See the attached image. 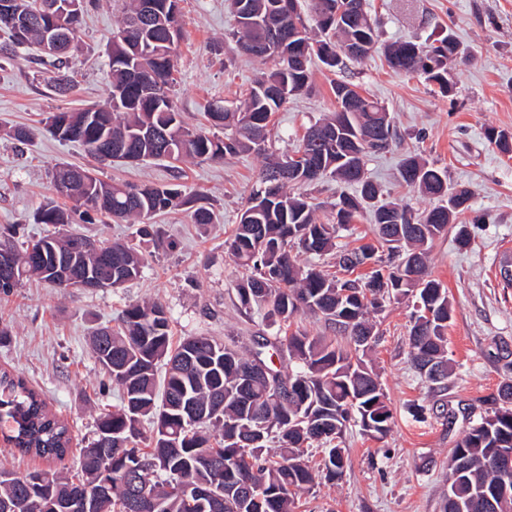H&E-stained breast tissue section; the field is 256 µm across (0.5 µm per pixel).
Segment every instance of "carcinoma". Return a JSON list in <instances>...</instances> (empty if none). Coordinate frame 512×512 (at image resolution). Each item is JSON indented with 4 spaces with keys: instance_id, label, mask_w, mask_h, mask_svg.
<instances>
[{
    "instance_id": "obj_1",
    "label": "carcinoma",
    "mask_w": 512,
    "mask_h": 512,
    "mask_svg": "<svg viewBox=\"0 0 512 512\" xmlns=\"http://www.w3.org/2000/svg\"><path fill=\"white\" fill-rule=\"evenodd\" d=\"M150 17L142 15L141 0H129L108 48L109 92L101 104L80 111L57 112L53 127L68 120L63 141L78 142L96 159V145L112 136V152H123L129 163L164 160L170 180L164 184L133 185L81 179L84 168L60 165L54 187L69 183L72 207L51 200L34 214L37 224L63 228L54 237L26 239L14 248V265L0 269V299L11 296L24 280L36 276L58 288L77 278L112 274L121 288L141 277L145 249H158L164 238L155 215L175 206H189L196 224L214 222V212L201 193L187 194L181 184V164L188 159L216 160L262 151L273 115L288 100L305 91L312 79L309 63L317 56L329 69L343 70L351 56L339 57L348 42L375 46L376 21L337 15L339 0H310L315 28L299 14H288L289 0H232L235 48L270 64L233 109L206 113L224 138L186 126L175 94L177 46L168 43L171 27H179L174 0H153ZM45 25L31 24L25 39L7 34L0 59L29 45H41ZM285 43L274 55L256 50L265 39ZM460 53L453 33L427 44L396 41L383 47L389 67L398 72H423L425 80L443 92L453 88L449 63ZM337 109L310 126L299 146L282 158L295 162L301 173L275 177L276 158H266L260 179L275 178V190H256L242 210L224 250L242 270L236 284L245 310H265L277 326L274 335L261 334L246 349L234 339L220 343L207 336L171 341L168 311L159 301L128 305L113 327L96 329L91 346L102 369L120 392V403L96 419L95 435L82 450L80 470H33L18 479L0 481V512H15L17 499L30 495L33 481L63 498L75 482L92 484L103 469H112V499L100 512H127L129 465L142 466L148 491L160 502L159 512H298L300 494L315 485L316 473L334 481L342 477L346 449L341 447L347 424L378 440L394 425V414L378 374L364 357L375 336L371 314L389 300L415 298L409 333V357L417 372L444 390L449 377L446 330L452 317L447 289L430 278L424 246L448 233L470 207L466 187L448 185L447 171L416 155L407 156L400 180L441 204L419 215L406 205L383 197L381 189L354 164L361 156L386 149L393 139L389 113L379 103L338 80L332 86ZM487 139L502 152H512V132L491 128ZM302 155L299 161L294 156ZM331 179L354 185L357 194H342L345 219L322 222L317 206L300 188ZM367 210L375 224L377 244L353 250L338 248L336 239L357 215ZM137 225L139 243H112V250L76 252L70 249L67 227L90 224L96 216ZM300 251L332 255L345 273H368L347 279L297 262ZM318 316L346 339L336 345L305 333H288L299 313ZM273 352L295 364L283 372L272 367ZM501 405L480 417L452 449L444 512H512V497L496 502L482 498L484 490L501 481L497 449L512 448V381L498 391ZM0 436L23 454L64 461L71 444L68 425L53 413L20 375L0 372ZM112 437V458L104 459L105 437ZM179 447H171V440ZM325 447L312 466L307 448ZM203 490L222 486V496L198 501L184 497L178 483Z\"/></svg>"
}]
</instances>
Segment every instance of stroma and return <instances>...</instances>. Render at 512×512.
<instances>
[{"mask_svg":"<svg viewBox=\"0 0 512 512\" xmlns=\"http://www.w3.org/2000/svg\"><path fill=\"white\" fill-rule=\"evenodd\" d=\"M380 22V38L425 43L444 30L455 33L462 52L451 69L453 93L419 74L392 71L379 51L348 63L345 80L383 104L396 136L386 150L366 159L369 175L383 193L415 212L432 199L399 183L398 167L415 153L446 169L451 185L471 190L462 220L468 246L456 240V227L436 240L429 270L452 303L448 324V388L431 392L412 368L408 335L410 301H391L375 315L378 334L367 361L379 374L394 413L391 433L380 440L350 426L344 434L348 466L341 479L317 481L301 496L300 512H443L448 497V460L470 423L490 409L504 378L512 375V288L503 287L500 261L512 251V154L487 137L488 128L512 132V0H369ZM124 0H98L84 17L70 53L76 80L60 95L48 84L39 49L20 51L0 66V227L18 224L27 235L52 233L33 213L54 195L51 169L59 163L86 166L99 177L135 183L166 181L164 162L115 166L91 158L77 143L54 138L43 120L59 111L78 110L108 92L106 44L121 21ZM183 38L178 46L177 104L189 127L205 122L208 105L238 103L263 66L237 52L228 38L234 21L230 0H182ZM306 94L286 104L273 120L269 143L279 155L292 152L306 129L336 110L333 72L312 63ZM29 127L33 138L20 144L8 136ZM264 165L263 156L191 160L184 164L188 192H203L213 223H193L182 207L157 217L167 245L149 256L141 279L124 288L86 292L25 281L0 300V322L11 328L0 345V369L21 374L64 420L72 443L65 459L73 466L92 438L98 414L118 404L90 349L92 331L114 324L135 301L166 305L174 341L188 336L233 337L252 347L265 326L259 313L241 310L235 285L241 271L224 251V239L239 220ZM424 407L413 418L409 407Z\"/></svg>","mask_w":512,"mask_h":512,"instance_id":"1","label":"stroma"}]
</instances>
